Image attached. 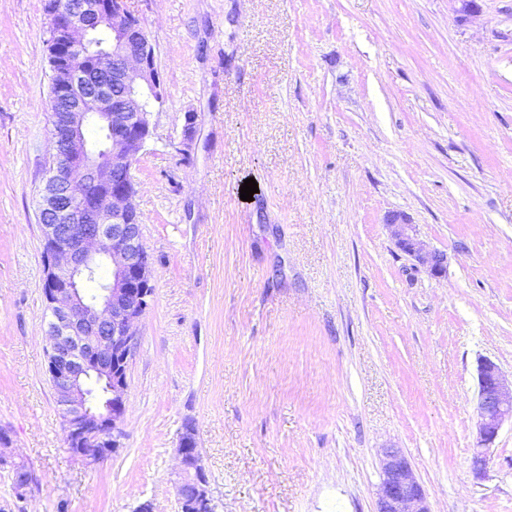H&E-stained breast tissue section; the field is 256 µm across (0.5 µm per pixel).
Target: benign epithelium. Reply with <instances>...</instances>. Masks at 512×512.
Listing matches in <instances>:
<instances>
[{
    "mask_svg": "<svg viewBox=\"0 0 512 512\" xmlns=\"http://www.w3.org/2000/svg\"><path fill=\"white\" fill-rule=\"evenodd\" d=\"M51 112L54 154L39 193L45 251L44 301L49 313L47 373L55 392L69 452L96 464L120 447L126 412L127 371L134 323L153 295L149 258L133 197L132 167L152 138L151 114L161 102L155 50L140 15L127 0H62L49 5ZM112 23V45L99 31ZM108 131L105 145L86 130ZM385 225L396 247L443 277L447 256L427 247L417 225L399 212ZM111 268L108 283L90 293L98 266ZM477 445L471 469L480 477L505 422H512V376L492 360L478 362ZM105 397L91 399L90 385ZM181 512H217L195 431L180 438ZM376 512H432L427 494L398 448L381 459Z\"/></svg>",
    "mask_w": 512,
    "mask_h": 512,
    "instance_id": "benign-epithelium-1",
    "label": "benign epithelium"
}]
</instances>
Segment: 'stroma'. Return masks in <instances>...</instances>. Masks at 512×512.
Wrapping results in <instances>:
<instances>
[{
    "label": "stroma",
    "instance_id": "stroma-1",
    "mask_svg": "<svg viewBox=\"0 0 512 512\" xmlns=\"http://www.w3.org/2000/svg\"><path fill=\"white\" fill-rule=\"evenodd\" d=\"M128 2L165 87L132 169L154 293L86 466L47 374L45 0H0V429L35 476L0 467V512H180L189 424L219 512H375L387 448L432 512H512L511 424L470 469L477 362L512 371V0ZM385 225L396 247L417 263L426 267L430 276L443 277L447 271V256L438 250L427 247L419 238L416 224H411L408 217L399 212H392L386 216Z\"/></svg>",
    "mask_w": 512,
    "mask_h": 512
}]
</instances>
